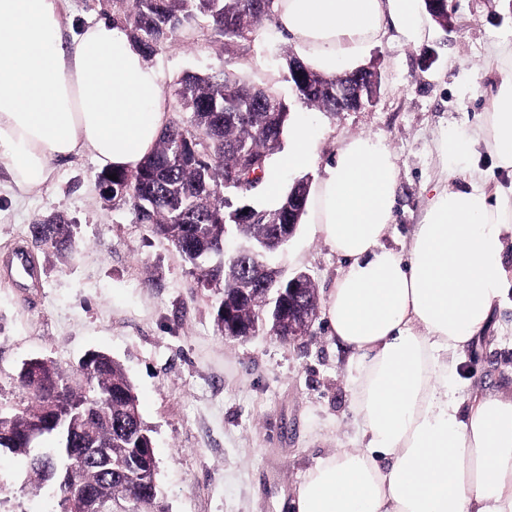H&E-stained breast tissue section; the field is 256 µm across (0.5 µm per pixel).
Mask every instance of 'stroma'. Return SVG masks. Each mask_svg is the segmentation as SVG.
<instances>
[{"instance_id":"1","label":"stroma","mask_w":512,"mask_h":512,"mask_svg":"<svg viewBox=\"0 0 512 512\" xmlns=\"http://www.w3.org/2000/svg\"><path fill=\"white\" fill-rule=\"evenodd\" d=\"M449 4L448 27L433 26L422 43L390 29L370 48L363 64L379 73L377 95L351 112H321L297 98L283 57L287 42L255 41L247 52L278 73L291 122L308 123L319 140L320 163L284 172L285 186L316 182L322 160L352 136L387 140L398 191L385 244L395 250L408 245L433 187H465L467 165L482 170L489 187L512 184V173L488 155L445 160L437 150L443 134L465 135L488 111L498 67L489 50L512 43V0ZM151 61L170 88L184 72L221 68L224 49L199 26L161 44ZM98 174L85 153L56 163L48 182L18 198L0 165V400H21L14 378L26 360H53L77 380L86 354L107 352L134 383L168 512H290L316 459L356 445L344 351L321 318L294 344L263 333L222 337L217 289L197 287L192 266L171 244L101 196ZM53 212L76 226L75 257L32 251L35 277H17L9 256L25 245L29 225ZM271 263L286 278L307 273L322 299L340 268L307 224ZM496 321L467 351L460 377L484 393L512 394V308L497 311ZM59 501L35 491L20 459L0 453V512H60Z\"/></svg>"}]
</instances>
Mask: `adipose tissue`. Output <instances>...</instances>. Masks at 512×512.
Listing matches in <instances>:
<instances>
[{
  "label": "adipose tissue",
  "mask_w": 512,
  "mask_h": 512,
  "mask_svg": "<svg viewBox=\"0 0 512 512\" xmlns=\"http://www.w3.org/2000/svg\"><path fill=\"white\" fill-rule=\"evenodd\" d=\"M418 0H274L260 41L289 40L332 78L359 65L387 27L422 42ZM62 0H0V163L16 196L55 163L88 152L134 171L169 122L163 75L108 19L65 21ZM492 109L468 136L441 137V157L485 151L512 172V43ZM304 123L269 167L259 208L279 207L281 170L315 161ZM463 189L434 188L406 250L384 245L395 220L394 155L379 135L347 139L311 187L302 217L343 264L324 301L328 336L348 351L357 448L317 459L294 512H512V395L466 390L458 368L512 290V188L488 192L478 169Z\"/></svg>",
  "instance_id": "adipose-tissue-1"
}]
</instances>
